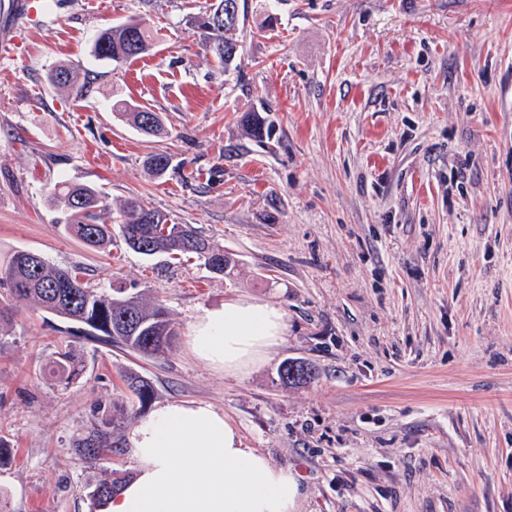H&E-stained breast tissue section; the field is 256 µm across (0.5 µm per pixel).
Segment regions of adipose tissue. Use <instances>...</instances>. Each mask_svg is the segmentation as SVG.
<instances>
[{
	"label": "adipose tissue",
	"instance_id": "obj_1",
	"mask_svg": "<svg viewBox=\"0 0 512 512\" xmlns=\"http://www.w3.org/2000/svg\"><path fill=\"white\" fill-rule=\"evenodd\" d=\"M286 329L282 309L237 299L192 323L189 345L197 359L235 374L263 362ZM127 442L135 473L103 512H296V474L245 447L209 404L166 403L140 420Z\"/></svg>",
	"mask_w": 512,
	"mask_h": 512
}]
</instances>
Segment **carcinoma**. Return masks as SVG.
I'll return each instance as SVG.
<instances>
[{
  "label": "carcinoma",
  "mask_w": 512,
  "mask_h": 512,
  "mask_svg": "<svg viewBox=\"0 0 512 512\" xmlns=\"http://www.w3.org/2000/svg\"><path fill=\"white\" fill-rule=\"evenodd\" d=\"M232 6L233 18L221 26L201 24L205 32L203 47L217 66L229 69L239 53L234 37L240 21L239 0H214L210 13L227 11ZM154 46V36L145 24L135 18L101 31L95 53L101 60L120 66L131 58L144 55ZM78 71L61 66L48 78L54 87L76 82ZM112 111L135 129L147 134L162 133L158 113L133 105L125 100L112 102ZM250 135L262 139L263 117L250 112L243 118ZM146 166L156 177H163L171 166V157L164 153L148 156ZM52 203L63 209L68 217L67 233L85 245L103 249L112 244V224H117L125 244L133 251L147 256L193 255L211 268L212 261H222L221 273H226L232 258L224 248L203 236L191 224H176L170 217L150 208L138 197H128L120 203L117 216L100 192L90 185H63L52 197ZM30 252L17 250L0 264V288L6 290L5 304L0 305V318L21 307L50 313L62 319L88 326V334H102L147 357H161L174 348L178 330L168 308L158 299L142 292L125 293L122 289L108 292L94 288L79 279L77 273L58 267L39 257L37 264L29 262ZM83 365L71 352L58 353L51 368L52 376L66 385L81 376ZM286 386L303 384L311 378L300 362H289L280 371ZM127 389L143 405L151 399L149 381L130 372L124 376ZM128 419L125 406L113 405V413L102 412L85 432L73 442L76 455L87 463L109 460L123 452L119 435L121 420Z\"/></svg>",
  "instance_id": "carcinoma-1"
}]
</instances>
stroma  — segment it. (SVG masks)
Masks as SVG:
<instances>
[{
  "label": "stroma",
  "instance_id": "1",
  "mask_svg": "<svg viewBox=\"0 0 512 512\" xmlns=\"http://www.w3.org/2000/svg\"><path fill=\"white\" fill-rule=\"evenodd\" d=\"M212 2L29 0L0 60V260L27 249L91 286L135 287L179 331L153 358L41 311L0 328V512H95L92 488L135 460L74 456L94 408L143 418L171 401L212 405L292 469L297 512H512V0H241L229 72L201 49ZM132 17L154 50L98 59L97 35ZM63 64L86 92L49 84ZM116 99L163 133L127 125ZM153 152L172 159L164 178ZM62 183L141 197L223 246L233 273L117 236L87 247L50 201ZM240 298L280 307L287 333L227 374L195 358L189 327ZM64 348L84 365L70 385L49 375ZM288 360L313 380L282 384ZM112 112L119 115L135 129L147 135H158L163 131L162 121L158 113L145 109L141 106L133 105L126 100H116L112 102ZM147 119L152 120V125L145 128Z\"/></svg>",
  "mask_w": 512,
  "mask_h": 512
}]
</instances>
